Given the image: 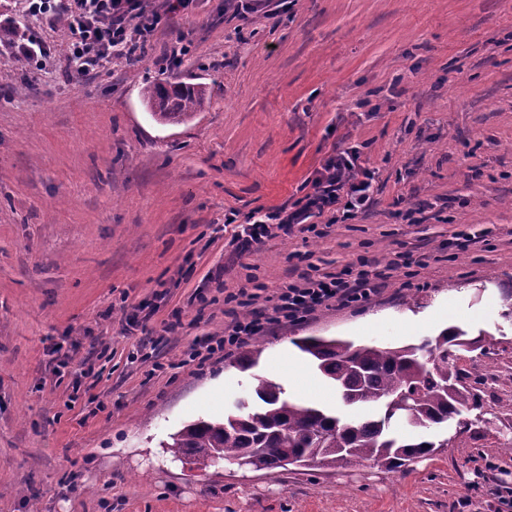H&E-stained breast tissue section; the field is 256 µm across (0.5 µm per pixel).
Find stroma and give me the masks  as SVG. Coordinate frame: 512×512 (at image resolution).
<instances>
[{"instance_id": "1", "label": "stroma", "mask_w": 512, "mask_h": 512, "mask_svg": "<svg viewBox=\"0 0 512 512\" xmlns=\"http://www.w3.org/2000/svg\"><path fill=\"white\" fill-rule=\"evenodd\" d=\"M224 2L194 0L145 58L93 76L66 75L63 20L29 21L57 50L37 73L0 29V512H460L512 473V413L434 433L447 447L406 471L201 469L166 446L251 400L254 376L284 382L282 360L306 362L297 337L418 344L456 325L487 333L476 373L512 368V0H264L245 27ZM148 79L206 84L208 100L158 124ZM353 146L369 210L239 252L225 215L293 204ZM460 233L468 250L448 245ZM362 257L387 275L367 303L274 325L253 370L220 353L184 364L303 272ZM248 281L251 305L234 307ZM139 305L144 331L127 322ZM143 342L166 370L136 360Z\"/></svg>"}]
</instances>
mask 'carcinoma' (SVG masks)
Masks as SVG:
<instances>
[{
    "label": "carcinoma",
    "instance_id": "cac0c4a2",
    "mask_svg": "<svg viewBox=\"0 0 512 512\" xmlns=\"http://www.w3.org/2000/svg\"><path fill=\"white\" fill-rule=\"evenodd\" d=\"M141 99L155 120L179 125L202 108L207 88L202 83L147 80ZM484 340V333L470 337L456 325L420 345L383 347L340 338H300L296 346L341 401L363 414L343 420L327 407L286 397L281 385L256 376L257 407L189 423L171 435L168 448L204 468L224 461L255 471L367 461L393 471L405 469L434 453L438 444L425 436L403 438L394 422L431 431L450 420L467 428L466 413L485 425L495 418L494 409L485 407L464 384L469 372L459 367L466 359L475 360V354H484Z\"/></svg>",
    "mask_w": 512,
    "mask_h": 512
}]
</instances>
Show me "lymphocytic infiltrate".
Here are the masks:
<instances>
[{
	"label": "lymphocytic infiltrate",
	"mask_w": 512,
	"mask_h": 512,
	"mask_svg": "<svg viewBox=\"0 0 512 512\" xmlns=\"http://www.w3.org/2000/svg\"><path fill=\"white\" fill-rule=\"evenodd\" d=\"M192 0H163L153 8L147 0H28L27 14L53 20L64 17L72 34L66 45L67 72L87 75L112 59H140L155 32L176 9H188ZM360 152L351 147L328 156L310 181L311 190L292 207L256 209L250 212L236 235L241 250H249L274 231L291 232L294 227L326 218L335 224L354 219L372 201V176L359 163ZM368 260L359 268H344L333 275L302 274L286 283L277 295L274 311L298 321L319 308H346L367 301L378 290L376 272ZM262 329L260 318L235 319L223 336H211L192 346L189 361L206 362L218 352H231Z\"/></svg>",
	"instance_id": "1"
}]
</instances>
